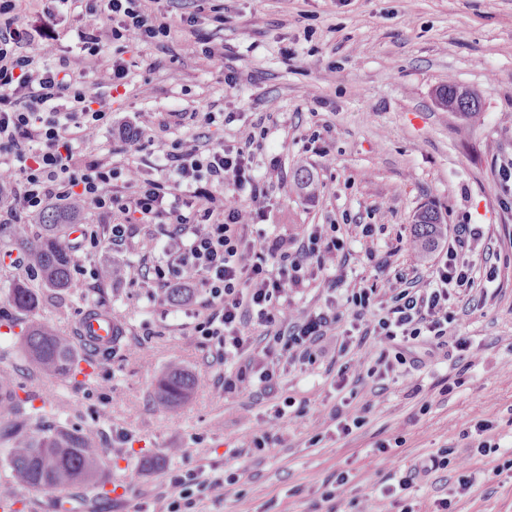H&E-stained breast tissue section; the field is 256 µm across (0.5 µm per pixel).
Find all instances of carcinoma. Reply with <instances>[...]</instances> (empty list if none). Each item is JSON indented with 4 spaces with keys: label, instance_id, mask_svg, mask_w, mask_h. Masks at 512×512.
Segmentation results:
<instances>
[{
    "label": "carcinoma",
    "instance_id": "1",
    "mask_svg": "<svg viewBox=\"0 0 512 512\" xmlns=\"http://www.w3.org/2000/svg\"><path fill=\"white\" fill-rule=\"evenodd\" d=\"M438 104L464 122L479 116L477 96L466 88L448 84L436 90ZM41 231L30 224H6L3 227L8 243L24 253L40 274L44 287L53 291L75 293L72 266L73 248L62 240L60 230L65 220L55 209L39 216ZM442 223L440 213L432 207L423 208L415 218L414 243L427 246ZM10 305L32 315L40 305L38 293L16 283L6 294ZM78 340L65 336L54 326L33 319L12 338V344L25 360L42 376L58 378L83 373L77 349ZM202 383L188 369L173 364L156 381L159 404L173 409L181 405ZM13 375L0 371V418L10 424L0 429V438L9 442L6 461L14 485L54 498L78 484L103 487L107 476L102 466V449L85 434L59 428L31 429L17 420L27 400L19 397Z\"/></svg>",
    "mask_w": 512,
    "mask_h": 512
}]
</instances>
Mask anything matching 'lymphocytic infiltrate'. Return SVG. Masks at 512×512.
<instances>
[{
  "label": "lymphocytic infiltrate",
  "mask_w": 512,
  "mask_h": 512,
  "mask_svg": "<svg viewBox=\"0 0 512 512\" xmlns=\"http://www.w3.org/2000/svg\"><path fill=\"white\" fill-rule=\"evenodd\" d=\"M80 25L77 36L83 64L59 54L39 25L25 23L26 0H0V154L11 159L8 181L0 182V223L25 224L44 209H68L79 202L113 217L111 241L121 245L139 224H166L165 248L174 260L154 268L157 288H198L211 313L197 326L199 336L218 340L225 356L239 357L245 330H260L268 363L237 367L224 378L228 392L245 393L255 385L273 390L280 363L312 364L317 347L335 337L346 356L355 339H373L371 374L386 377L405 364L416 344L469 351L465 338L453 337L448 306L454 295L477 286L473 244L480 225H453L448 240L422 284L403 273L387 276L385 287L363 285L348 291L344 305L326 301L313 311L294 312L288 292L296 287L338 291L342 277L325 272V260L346 259L348 247L336 224H314L302 237L253 239L244 229L269 207L267 190L253 175L254 154L216 142L199 148L171 140L160 179L139 178L116 161H80L78 150L95 144L112 121L93 109V88L111 83L125 66L102 64L112 45L140 46L169 38L175 23L160 8L144 9L140 0H69ZM124 181L129 195L114 191ZM245 192L244 201L230 193ZM417 475V474H416ZM416 475L389 473L370 484L357 500V512H415L410 498ZM224 496V479L205 470L174 474L157 512H186L193 491Z\"/></svg>",
  "instance_id": "f902f5d3"
}]
</instances>
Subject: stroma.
<instances>
[{
    "instance_id": "35a3bbf8",
    "label": "stroma",
    "mask_w": 512,
    "mask_h": 512,
    "mask_svg": "<svg viewBox=\"0 0 512 512\" xmlns=\"http://www.w3.org/2000/svg\"><path fill=\"white\" fill-rule=\"evenodd\" d=\"M210 3L202 10L196 0H167L172 16L197 15L196 30L125 50V78L96 90L112 122L86 159H110L126 123L155 137L153 146L127 156L147 178L161 176L162 145L174 138L241 147L249 133L265 132L254 174L271 206L247 236L295 239L310 224L339 225L349 259L325 265L348 288L374 281L382 259L426 276L432 257L413 247L414 217L424 206H435L444 223L481 225L475 257L499 275L490 288L449 305L477 359L422 343L413 363L387 378L361 370L348 384V411L365 422L343 437L327 418L340 400L343 359L335 339L323 343L314 365L280 364L273 395L228 393L223 348L195 331L208 311L205 294L174 302L149 279L98 277L107 263L151 268L164 260L167 225L140 224L123 246L82 253L87 286L73 295L0 262V370L34 395L32 420L44 416L96 436L114 487L105 496L81 486L50 501L21 489L18 512H151L170 475L202 465L231 482L223 500H203L191 512H356L353 499L368 482L407 471L442 448L451 449V462L417 480L418 512H432L466 469L483 480L458 499L456 512H512V473L502 469L512 459V180L498 174L499 160L512 157V0ZM200 33L223 43L222 61L206 59ZM450 81L478 96L474 121L461 123L437 105V88ZM192 109L220 119L177 121L176 111ZM314 140L328 158L310 152ZM302 169L313 173L315 194L283 196L282 183H293ZM364 224L376 227L368 243ZM19 282L40 290L39 318L72 336L86 311L111 310L120 335L111 350L85 349L92 378L45 380L17 354L10 336L29 317L5 294ZM173 364L204 384L169 410L158 404L155 384ZM287 398L304 403L305 416H283L275 447L235 455L244 435ZM479 421L491 424L498 454H476L474 438L465 436ZM381 444L388 455L377 453ZM342 469L354 474V490L322 501L323 482Z\"/></svg>"
}]
</instances>
